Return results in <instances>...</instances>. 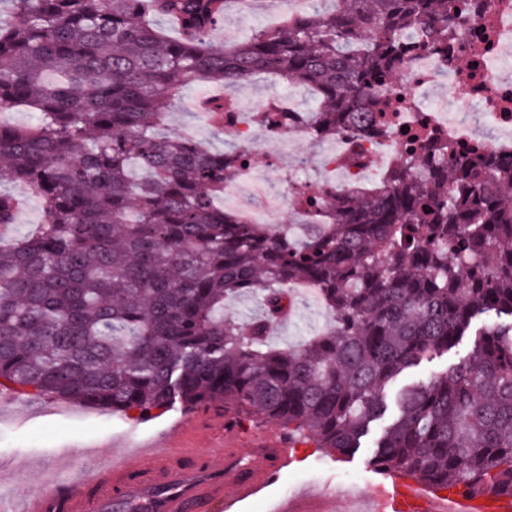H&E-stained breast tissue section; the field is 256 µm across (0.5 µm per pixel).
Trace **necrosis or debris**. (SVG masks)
<instances>
[{
    "label": "necrosis or debris",
    "instance_id": "1",
    "mask_svg": "<svg viewBox=\"0 0 512 512\" xmlns=\"http://www.w3.org/2000/svg\"><path fill=\"white\" fill-rule=\"evenodd\" d=\"M464 21L443 47L430 52L410 46L404 66L390 76L383 91L394 101L387 119L363 146L385 168L395 167L414 146L411 131L428 128L461 149L512 152V0H461ZM446 79L443 102L427 100L428 87ZM480 109L500 130L483 139L453 123L449 112ZM224 133L235 139L245 162L238 183L225 187L235 195L239 182L249 180L258 148L250 126L239 115L224 118Z\"/></svg>",
    "mask_w": 512,
    "mask_h": 512
}]
</instances>
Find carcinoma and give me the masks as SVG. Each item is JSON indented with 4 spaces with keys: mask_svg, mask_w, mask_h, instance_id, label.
Returning a JSON list of instances; mask_svg holds the SVG:
<instances>
[{
    "mask_svg": "<svg viewBox=\"0 0 512 512\" xmlns=\"http://www.w3.org/2000/svg\"><path fill=\"white\" fill-rule=\"evenodd\" d=\"M8 2L0 112L38 122H0V183L32 189L43 219L0 245V381L136 418L222 404L236 424L276 421L290 448L344 456L402 372L493 314L466 360L401 390L374 461L437 491L512 497V153L432 137L370 188L289 187L309 221L271 228L217 204L238 147L157 133L181 88L273 73L312 90L314 138H366L409 37L437 49L459 0H336L230 46L210 39L228 0ZM205 115L224 129V99ZM23 205L0 190L1 229ZM300 283L332 322L273 348ZM241 294L260 313L224 317Z\"/></svg>",
    "mask_w": 512,
    "mask_h": 512,
    "instance_id": "cac0c4a2",
    "label": "carcinoma"
}]
</instances>
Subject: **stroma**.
Wrapping results in <instances>:
<instances>
[{
    "label": "stroma",
    "mask_w": 512,
    "mask_h": 512,
    "mask_svg": "<svg viewBox=\"0 0 512 512\" xmlns=\"http://www.w3.org/2000/svg\"><path fill=\"white\" fill-rule=\"evenodd\" d=\"M309 0H260L246 7L233 0L224 12V19L213 32L214 41L234 44L250 37L256 31L276 25L284 13L310 10ZM222 87L197 84L183 90L175 106L167 115L166 131H192L197 141L209 150L219 152L231 147L233 141L216 131L201 110L191 108L194 100L203 101L222 94ZM283 93L289 95L293 107L311 110L314 98L304 87L283 83L272 77L250 81L235 93L246 111L243 121H250L249 110L265 98ZM326 144L322 141L299 144L295 150L280 155L277 163H269L264 152L255 155L254 168L264 178L271 195L285 196L284 177L294 170L300 158H307L312 167L323 168L326 162ZM331 316L323 303H309L298 297L295 310L279 326L272 338L273 345L288 347L315 335L329 324ZM490 319L476 318L469 331L454 347L418 367L405 371L386 389L388 399H395L407 384L423 382L444 373L466 359L475 340ZM188 421L191 430L180 436L181 444L192 448L218 443L224 429V409L220 406L187 411L182 407L155 417L138 420L94 407L73 404L51 396L38 398L28 394L10 396L0 404V497L22 494L33 488L42 472L57 468L59 477H66L71 468L92 469L102 456L112 458L127 448L148 444L163 446V436L178 422ZM374 436L363 438L360 448L337 458L312 447H298L297 461L285 471L268 496L255 500L248 512H271L277 502L294 490L310 492L331 485L334 495L329 498L328 512H349L348 490L342 484L344 475L359 476L358 491L364 496L393 492L396 476L375 470L372 465Z\"/></svg>",
    "instance_id": "obj_1"
}]
</instances>
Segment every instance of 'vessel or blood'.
I'll use <instances>...</instances> for the list:
<instances>
[{"instance_id":"vessel-or-blood-1","label":"vessel or blood","mask_w":512,"mask_h":512,"mask_svg":"<svg viewBox=\"0 0 512 512\" xmlns=\"http://www.w3.org/2000/svg\"><path fill=\"white\" fill-rule=\"evenodd\" d=\"M251 456L244 461L235 448H139L65 481L43 478L37 492L14 498L12 512H242L295 461L282 437ZM421 496V485L405 478L373 499L371 512H408ZM429 512H512V498L451 491L432 498Z\"/></svg>"}]
</instances>
